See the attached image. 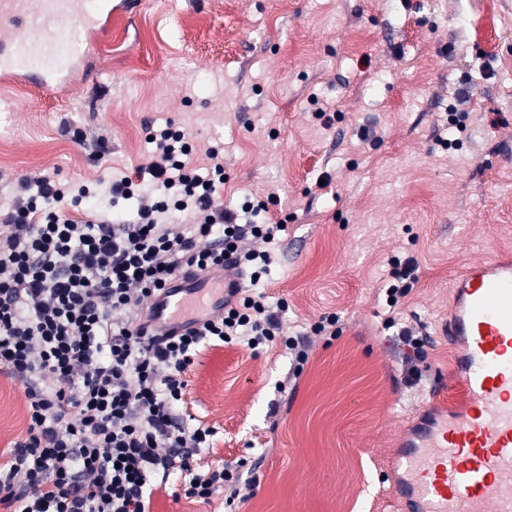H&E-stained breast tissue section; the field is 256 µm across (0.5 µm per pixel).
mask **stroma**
<instances>
[{"label":"stroma","mask_w":512,"mask_h":512,"mask_svg":"<svg viewBox=\"0 0 512 512\" xmlns=\"http://www.w3.org/2000/svg\"><path fill=\"white\" fill-rule=\"evenodd\" d=\"M494 3L478 36L477 0H151L113 21L99 80L59 95L0 83V189L48 174L98 187L96 213L131 219L109 208V182L143 162L146 127L171 121L198 165L223 143L218 203L280 198L259 215L287 227L253 291L287 301L282 330L308 359L297 374L278 343L204 348L177 414L215 432L197 471L243 477L230 506L176 497L169 480L150 512H398L401 435L448 379L451 281L512 243V0ZM79 130L104 139L105 163ZM394 256L419 270L390 312ZM329 314L336 336L311 333ZM390 314L425 341L416 379ZM26 427L25 386L0 370V465Z\"/></svg>","instance_id":"35a3bbf8"}]
</instances>
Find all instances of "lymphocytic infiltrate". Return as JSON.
<instances>
[{
  "label": "lymphocytic infiltrate",
  "mask_w": 512,
  "mask_h": 512,
  "mask_svg": "<svg viewBox=\"0 0 512 512\" xmlns=\"http://www.w3.org/2000/svg\"><path fill=\"white\" fill-rule=\"evenodd\" d=\"M148 160L113 181L115 198H139L135 220L72 216L91 190L39 174L21 179L0 224V368L25 383L28 426L0 467V505L9 512H150L156 490L181 476L187 498L208 500L234 486L235 468L196 471L194 458L214 432L176 412L186 375L204 346L283 342L294 373L308 355L282 339L287 302L232 284L222 312L184 332L148 325L152 299L180 275L232 264L259 281L267 249L285 224H254L245 214L280 199L216 203L224 180L219 147L211 178L190 163L192 145L175 127L153 135ZM194 221L173 232L169 218ZM252 238V250L239 244Z\"/></svg>",
  "instance_id": "1"
}]
</instances>
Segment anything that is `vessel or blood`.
<instances>
[{
    "label": "vessel or blood",
    "instance_id": "obj_1",
    "mask_svg": "<svg viewBox=\"0 0 512 512\" xmlns=\"http://www.w3.org/2000/svg\"><path fill=\"white\" fill-rule=\"evenodd\" d=\"M143 0H0V76L44 94L100 74L114 18ZM223 274L178 279L151 304L168 328L224 306ZM449 381L459 403L403 456L396 495L418 512H512V259L469 262L451 283Z\"/></svg>",
    "mask_w": 512,
    "mask_h": 512
}]
</instances>
